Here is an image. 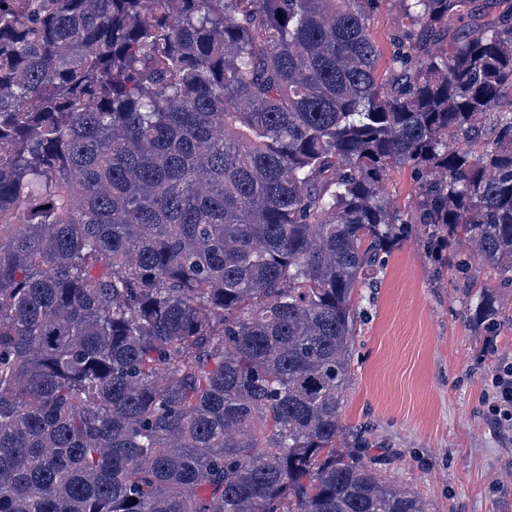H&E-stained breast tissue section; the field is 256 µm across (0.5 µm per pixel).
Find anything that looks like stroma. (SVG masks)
<instances>
[{
  "instance_id": "stroma-1",
  "label": "stroma",
  "mask_w": 512,
  "mask_h": 512,
  "mask_svg": "<svg viewBox=\"0 0 512 512\" xmlns=\"http://www.w3.org/2000/svg\"><path fill=\"white\" fill-rule=\"evenodd\" d=\"M480 281L505 319L485 331L419 241L396 247L364 301L343 422L371 429L369 455L429 512H512V421L493 407L512 366V288Z\"/></svg>"
}]
</instances>
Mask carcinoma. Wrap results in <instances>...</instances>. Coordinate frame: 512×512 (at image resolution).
<instances>
[{"mask_svg": "<svg viewBox=\"0 0 512 512\" xmlns=\"http://www.w3.org/2000/svg\"><path fill=\"white\" fill-rule=\"evenodd\" d=\"M371 2L0 0V512H426L354 297L416 230L512 287V0H398L385 78ZM384 192L390 203L402 210H411L416 201L415 185L406 169L390 171L384 181Z\"/></svg>", "mask_w": 512, "mask_h": 512, "instance_id": "1", "label": "carcinoma"}]
</instances>
